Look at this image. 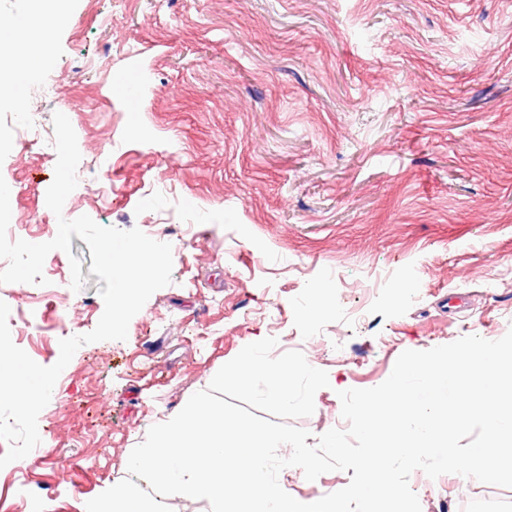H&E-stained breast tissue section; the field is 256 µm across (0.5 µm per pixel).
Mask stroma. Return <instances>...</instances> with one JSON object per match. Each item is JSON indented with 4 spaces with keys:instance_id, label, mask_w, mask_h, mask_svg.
Instances as JSON below:
<instances>
[{
    "instance_id": "stroma-1",
    "label": "stroma",
    "mask_w": 512,
    "mask_h": 512,
    "mask_svg": "<svg viewBox=\"0 0 512 512\" xmlns=\"http://www.w3.org/2000/svg\"><path fill=\"white\" fill-rule=\"evenodd\" d=\"M46 64L23 84L36 136L0 101V176L35 242L54 177L53 115L71 111L81 178L68 218L175 226L172 282L123 341L81 346L38 417L44 457L0 469V512H85L136 487L126 460L247 344L277 338L328 374L308 444L338 428L339 391L373 388L406 350L512 329V0H66ZM86 283L70 287V258ZM79 237L47 285L0 284L13 343L53 365L60 338L18 317L92 331L105 283ZM279 480L298 501L350 475ZM32 498H21L19 484ZM422 512H512V488L415 471Z\"/></svg>"
}]
</instances>
